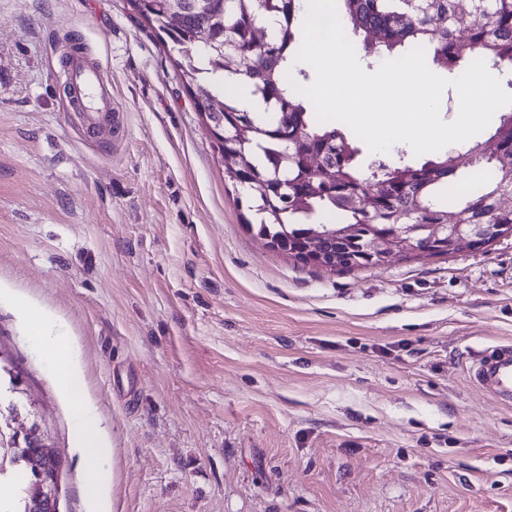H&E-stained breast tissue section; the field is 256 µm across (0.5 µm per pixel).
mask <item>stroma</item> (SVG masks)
Here are the masks:
<instances>
[{"instance_id": "obj_1", "label": "stroma", "mask_w": 512, "mask_h": 512, "mask_svg": "<svg viewBox=\"0 0 512 512\" xmlns=\"http://www.w3.org/2000/svg\"><path fill=\"white\" fill-rule=\"evenodd\" d=\"M112 87L88 138L73 48ZM173 62L129 0H0V371L63 461L71 408L16 314L52 313L112 449L109 512H512V406L467 378L512 343V235L329 271L243 222Z\"/></svg>"}]
</instances>
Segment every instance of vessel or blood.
Wrapping results in <instances>:
<instances>
[{
	"instance_id": "vessel-or-blood-1",
	"label": "vessel or blood",
	"mask_w": 512,
	"mask_h": 512,
	"mask_svg": "<svg viewBox=\"0 0 512 512\" xmlns=\"http://www.w3.org/2000/svg\"><path fill=\"white\" fill-rule=\"evenodd\" d=\"M67 77L77 90L79 110L86 130L100 132L113 118L112 92L97 65L74 53ZM471 383L496 402L512 405V344H499L476 355L468 369Z\"/></svg>"
}]
</instances>
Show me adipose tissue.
I'll list each match as a JSON object with an SVG mask.
<instances>
[{"label": "adipose tissue", "mask_w": 512, "mask_h": 512, "mask_svg": "<svg viewBox=\"0 0 512 512\" xmlns=\"http://www.w3.org/2000/svg\"><path fill=\"white\" fill-rule=\"evenodd\" d=\"M18 317L22 325L31 329L47 358L54 362L60 387L73 403L72 422L84 464L87 512H108L106 476L110 449L101 434L95 407L83 397L79 361L52 316L34 312L31 305L22 303L18 306Z\"/></svg>", "instance_id": "ef3b65f1"}]
</instances>
